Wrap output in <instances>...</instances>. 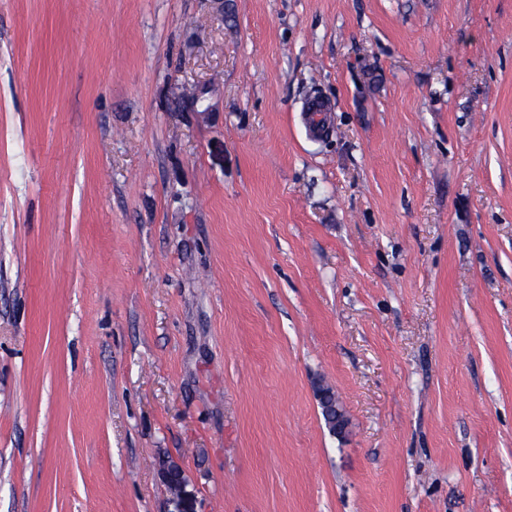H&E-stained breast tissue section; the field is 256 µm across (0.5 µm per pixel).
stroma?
<instances>
[{"label":"stroma","mask_w":512,"mask_h":512,"mask_svg":"<svg viewBox=\"0 0 512 512\" xmlns=\"http://www.w3.org/2000/svg\"><path fill=\"white\" fill-rule=\"evenodd\" d=\"M167 460L512 512V0H0V512H168Z\"/></svg>","instance_id":"1"}]
</instances>
